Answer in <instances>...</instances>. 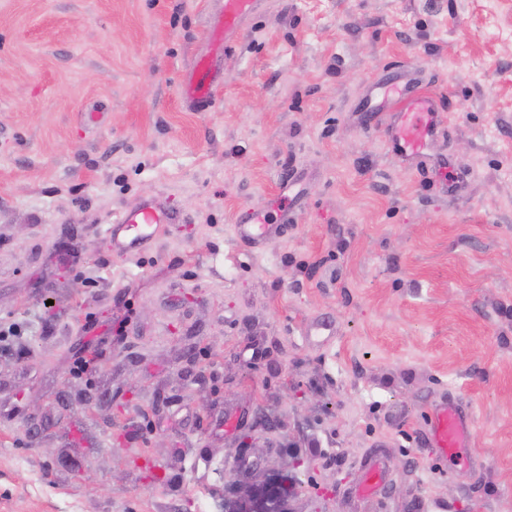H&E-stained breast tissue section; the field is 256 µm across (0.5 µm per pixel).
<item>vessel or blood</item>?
<instances>
[{"label": "vessel or blood", "mask_w": 512, "mask_h": 512, "mask_svg": "<svg viewBox=\"0 0 512 512\" xmlns=\"http://www.w3.org/2000/svg\"><path fill=\"white\" fill-rule=\"evenodd\" d=\"M220 17L214 36L239 31L244 23L260 9L261 0H220ZM215 63L197 60L188 80L182 87L184 102L198 110L213 101L215 93ZM386 93L394 114L393 122L383 131V138L392 153L400 160L413 163L424 159L429 142L436 134V115L439 103L418 81H401L391 76ZM171 216L154 202H144L139 208L125 212L117 223L109 225L112 251L116 254L148 250L157 238L159 225L169 223ZM290 220L282 215L272 224L254 215L236 224L234 235L239 242L261 248L264 242L283 233ZM469 429V416L456 401L447 400L436 406L429 417L428 439L434 447L444 450L463 447ZM365 479L362 490L372 493L389 478L387 465L377 457L363 464Z\"/></svg>", "instance_id": "1"}]
</instances>
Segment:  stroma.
Instances as JSON below:
<instances>
[{
	"label": "stroma",
	"instance_id": "1",
	"mask_svg": "<svg viewBox=\"0 0 512 512\" xmlns=\"http://www.w3.org/2000/svg\"><path fill=\"white\" fill-rule=\"evenodd\" d=\"M215 7L0 0V512H202L278 472L291 512H512V0H264L192 111ZM394 67L442 101L421 169L380 134ZM153 198L176 221L113 254ZM215 61L202 58L197 60L188 80L182 87L184 102L198 110L209 106L215 93ZM289 220L288 212L282 214L277 224L268 223L264 217L253 215L235 225L234 235L239 242L260 249L266 240L282 234L288 227ZM428 439L444 451L462 448L469 429V416L454 400L436 406L429 417ZM365 479L362 484V491L372 493L381 488L389 478V468L379 458L372 456L363 464Z\"/></svg>",
	"mask_w": 512,
	"mask_h": 512
}]
</instances>
